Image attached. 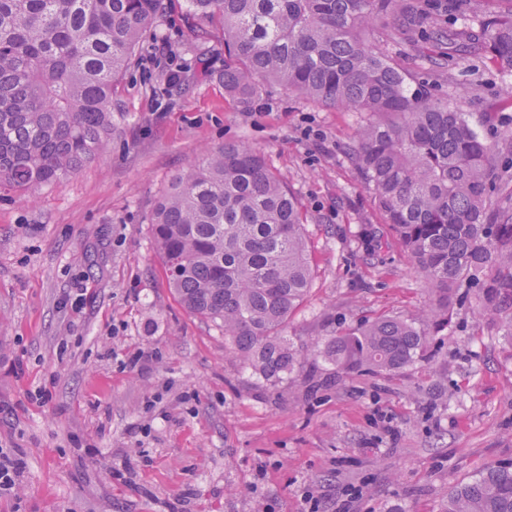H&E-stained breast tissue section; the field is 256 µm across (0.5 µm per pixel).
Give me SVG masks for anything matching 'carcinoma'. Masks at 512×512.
<instances>
[{"label":"carcinoma","mask_w":512,"mask_h":512,"mask_svg":"<svg viewBox=\"0 0 512 512\" xmlns=\"http://www.w3.org/2000/svg\"><path fill=\"white\" fill-rule=\"evenodd\" d=\"M465 0L477 25L450 23L448 61L473 48L512 75V0ZM166 0H0V189L61 185L112 141V86ZM224 24V88L243 103L261 81L361 116L353 161L385 224L434 298L422 323L380 316L317 340L281 336L308 295L307 215L265 157L244 142L205 152L175 175L150 218L169 286L224 330L266 386L304 396L352 375L428 359L453 299L512 331V206L492 196L512 132L487 142L466 113L412 89V77L362 38L378 27L431 36L427 0H187ZM333 367L324 373L320 363ZM441 512H512V463H489L448 490Z\"/></svg>","instance_id":"cac0c4a2"}]
</instances>
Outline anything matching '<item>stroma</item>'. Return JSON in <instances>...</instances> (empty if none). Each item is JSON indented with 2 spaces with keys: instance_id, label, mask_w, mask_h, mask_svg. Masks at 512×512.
I'll list each match as a JSON object with an SVG mask.
<instances>
[{
  "instance_id": "1",
  "label": "stroma",
  "mask_w": 512,
  "mask_h": 512,
  "mask_svg": "<svg viewBox=\"0 0 512 512\" xmlns=\"http://www.w3.org/2000/svg\"><path fill=\"white\" fill-rule=\"evenodd\" d=\"M364 39L488 142L512 130V78L481 51L441 69L445 42ZM170 64L193 79L166 102L152 87ZM223 70V26L171 0L112 91L109 151L35 195L0 191V449L25 461L0 512H305L306 494L360 483L351 512H440L449 487L512 460V339L475 299L452 302L436 365L306 398L268 391L181 306L149 219L174 175L236 141L308 217L313 280L285 336L416 321L432 300L348 156L359 115L269 81L245 105Z\"/></svg>"
}]
</instances>
